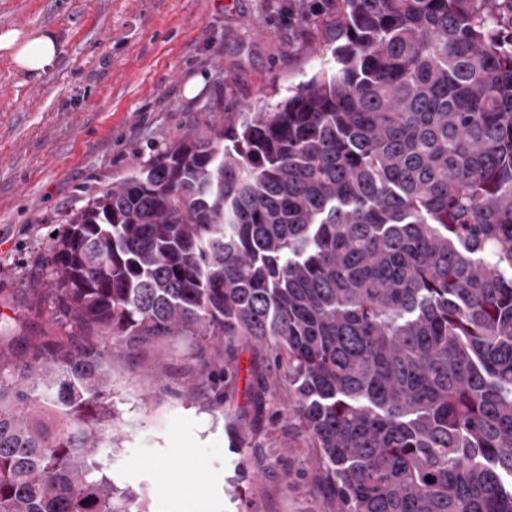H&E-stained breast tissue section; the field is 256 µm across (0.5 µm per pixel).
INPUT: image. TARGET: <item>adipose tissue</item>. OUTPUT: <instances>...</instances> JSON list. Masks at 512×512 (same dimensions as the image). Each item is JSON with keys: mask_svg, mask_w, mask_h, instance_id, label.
I'll use <instances>...</instances> for the list:
<instances>
[{"mask_svg": "<svg viewBox=\"0 0 512 512\" xmlns=\"http://www.w3.org/2000/svg\"><path fill=\"white\" fill-rule=\"evenodd\" d=\"M59 52L60 43L52 32L17 27L0 29V55L27 75H44L55 65Z\"/></svg>", "mask_w": 512, "mask_h": 512, "instance_id": "1", "label": "adipose tissue"}]
</instances>
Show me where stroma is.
Returning a JSON list of instances; mask_svg holds the SVG:
<instances>
[{
	"label": "stroma",
	"instance_id": "stroma-1",
	"mask_svg": "<svg viewBox=\"0 0 512 512\" xmlns=\"http://www.w3.org/2000/svg\"><path fill=\"white\" fill-rule=\"evenodd\" d=\"M327 0H0V28L48 30L60 54L22 75L0 55V289L13 313L53 282V230L187 134L272 107L328 53ZM115 429L98 458L151 512H336L287 393L261 423L201 380L183 341L113 355Z\"/></svg>",
	"mask_w": 512,
	"mask_h": 512
}]
</instances>
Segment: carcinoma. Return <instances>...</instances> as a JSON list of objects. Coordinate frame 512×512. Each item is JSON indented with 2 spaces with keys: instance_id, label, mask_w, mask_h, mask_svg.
<instances>
[{
  "instance_id": "cac0c4a2",
  "label": "carcinoma",
  "mask_w": 512,
  "mask_h": 512,
  "mask_svg": "<svg viewBox=\"0 0 512 512\" xmlns=\"http://www.w3.org/2000/svg\"><path fill=\"white\" fill-rule=\"evenodd\" d=\"M332 63L71 214L0 323V512H149L115 349L270 347L336 512H512V0H333ZM277 387L249 368L260 422Z\"/></svg>"
}]
</instances>
